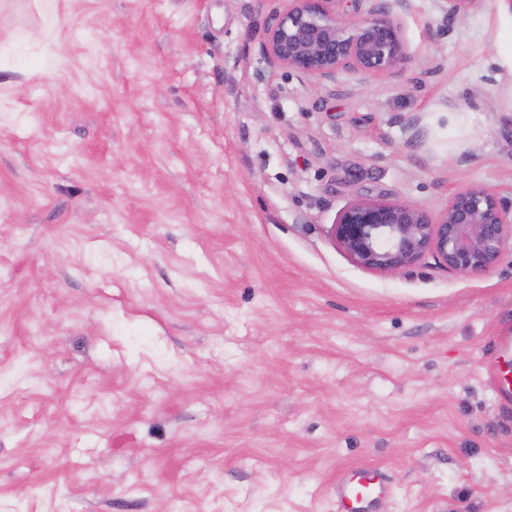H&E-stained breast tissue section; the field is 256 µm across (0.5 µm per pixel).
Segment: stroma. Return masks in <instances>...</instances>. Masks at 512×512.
<instances>
[{"label": "stroma", "instance_id": "stroma-1", "mask_svg": "<svg viewBox=\"0 0 512 512\" xmlns=\"http://www.w3.org/2000/svg\"><path fill=\"white\" fill-rule=\"evenodd\" d=\"M283 0H0V512H512V247L390 274L356 198L512 200V11L394 8L391 74L317 86ZM415 132H407L408 121ZM389 494L390 486L378 468L351 469L336 479V512H377L374 508Z\"/></svg>", "mask_w": 512, "mask_h": 512}]
</instances>
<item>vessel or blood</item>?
<instances>
[{
  "instance_id": "b4317fda",
  "label": "vessel or blood",
  "mask_w": 512,
  "mask_h": 512,
  "mask_svg": "<svg viewBox=\"0 0 512 512\" xmlns=\"http://www.w3.org/2000/svg\"><path fill=\"white\" fill-rule=\"evenodd\" d=\"M389 493L390 486L378 468L361 466L351 469L336 480V512H374Z\"/></svg>"
}]
</instances>
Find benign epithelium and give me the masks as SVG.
I'll return each instance as SVG.
<instances>
[{
	"label": "benign epithelium",
	"mask_w": 512,
	"mask_h": 512,
	"mask_svg": "<svg viewBox=\"0 0 512 512\" xmlns=\"http://www.w3.org/2000/svg\"><path fill=\"white\" fill-rule=\"evenodd\" d=\"M344 0H288L272 14L260 52L274 70L286 69L319 85L344 73L390 74L406 58L407 45L391 7L343 12ZM482 0H448V17L463 18ZM338 249L356 266L388 274L434 255L448 270L480 274L493 269L512 245V201L487 188L453 193L436 213L392 199L349 201L329 229Z\"/></svg>",
	"instance_id": "1"
}]
</instances>
